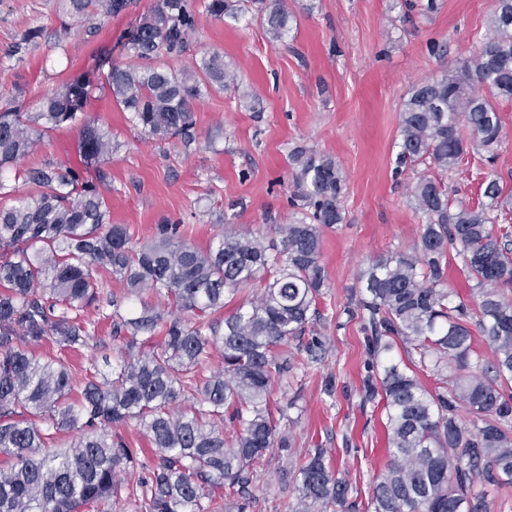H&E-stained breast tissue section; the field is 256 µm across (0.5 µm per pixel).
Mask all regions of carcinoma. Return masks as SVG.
<instances>
[{"mask_svg": "<svg viewBox=\"0 0 512 512\" xmlns=\"http://www.w3.org/2000/svg\"><path fill=\"white\" fill-rule=\"evenodd\" d=\"M137 7V0H58L63 28L99 33L102 22ZM215 20L252 14L275 41L288 35L282 0H208ZM195 0H154L122 46L130 63L107 62L104 89L131 114L133 126L159 141L195 140L194 106L204 95L237 89L235 73L214 50L194 66L171 65L190 51L198 25ZM492 34L476 54L448 73L412 86L403 101L395 172L426 164L447 173L470 154L494 161L505 134L497 110L512 100V0H496ZM39 32L30 31L8 58L24 62ZM92 85L64 81L36 112L23 88L0 96V512H216L234 499L237 512L254 502V467L277 448L271 393L292 366L277 349L308 338L306 361H321L320 318L327 274L323 231L344 222L345 176L330 156L298 148L289 155L299 217L279 224L282 249L269 253L248 233L230 232L202 249L184 237L180 219H162L152 240L131 246L127 224L112 223L104 164L112 138L88 116ZM80 126L79 162L48 161L16 173L32 191L19 195L4 172L29 157L50 132ZM468 129L463 135L461 127ZM485 201L454 206L448 186L420 176L411 200L423 218L419 241L392 252L359 275L362 328L370 334L365 401L383 400L388 457L375 477L373 512H491L485 487L512 485V195L498 179L481 186ZM472 281L470 298L445 284L449 249ZM110 271L141 311L120 312L102 296ZM264 288L249 308L220 324L212 314L252 281ZM154 297L166 309L147 302ZM93 307L111 321L119 343L112 376L97 363L71 371L68 356L89 345ZM479 335L493 360L477 354ZM411 365L439 376L435 390L389 359L392 339ZM43 342L57 354L29 349ZM222 366L207 368L214 352ZM139 422L151 446L120 433ZM330 449L296 459L293 512H357L352 484L328 466Z\"/></svg>", "mask_w": 512, "mask_h": 512, "instance_id": "obj_1", "label": "carcinoma"}]
</instances>
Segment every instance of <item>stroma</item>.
Here are the masks:
<instances>
[{
	"label": "stroma",
	"instance_id": "obj_1",
	"mask_svg": "<svg viewBox=\"0 0 512 512\" xmlns=\"http://www.w3.org/2000/svg\"><path fill=\"white\" fill-rule=\"evenodd\" d=\"M438 2L436 12L424 14L409 10L406 0H283L292 19L281 42L260 23L200 14L192 55L221 51L238 88L201 99L193 113L197 139L189 145L148 138L103 91L91 103L112 133V221L129 225L136 246L165 217L183 220L188 240L201 248L230 228L265 247L279 245L275 224L295 217L289 154L303 147L331 156L345 175V220L326 231L321 256L327 285L318 331L325 355L309 372L292 371L273 395L285 409L278 430L289 447L257 467L252 512H291L298 492L290 462L308 449H330L331 464L362 502L387 460L386 416L362 402L367 339L348 311L356 306L360 271L419 237L422 218L410 187L427 169L393 172L401 104L413 85L478 50L495 8V0ZM153 3L139 0L136 12L110 19L91 40L72 27L59 46L57 0H0V94L23 80L33 112L58 83L90 71L96 57L124 62L120 39ZM33 29L40 35L26 63L14 66L11 45ZM434 43L446 46L445 57L430 53ZM498 111L506 134L500 154L492 164L466 158L444 174L453 201L477 204L490 176L512 191V101L499 102Z\"/></svg>",
	"mask_w": 512,
	"mask_h": 512
}]
</instances>
